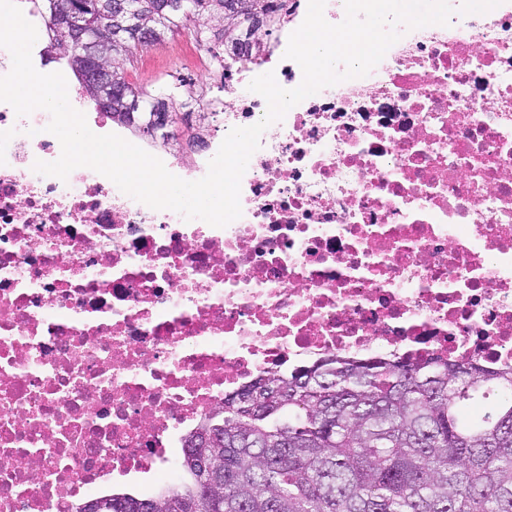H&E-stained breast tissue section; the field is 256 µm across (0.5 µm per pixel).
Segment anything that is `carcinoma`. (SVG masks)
Instances as JSON below:
<instances>
[{
	"mask_svg": "<svg viewBox=\"0 0 512 512\" xmlns=\"http://www.w3.org/2000/svg\"><path fill=\"white\" fill-rule=\"evenodd\" d=\"M75 2L98 29L112 23L102 5ZM133 2L134 20L164 38L189 31L220 72L249 55L256 30L226 15L230 0H181L162 16L158 0ZM253 2L271 35L284 5ZM127 94L133 113L220 104L186 78L129 82ZM181 466L186 479L157 495L114 493L78 512H512V366L336 356L270 371L204 418Z\"/></svg>",
	"mask_w": 512,
	"mask_h": 512,
	"instance_id": "1",
	"label": "carcinoma"
}]
</instances>
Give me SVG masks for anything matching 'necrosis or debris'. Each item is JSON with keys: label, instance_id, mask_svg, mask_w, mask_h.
<instances>
[{"label": "necrosis or debris", "instance_id": "1", "mask_svg": "<svg viewBox=\"0 0 512 512\" xmlns=\"http://www.w3.org/2000/svg\"><path fill=\"white\" fill-rule=\"evenodd\" d=\"M300 66L267 40L248 91ZM0 102V512H76L164 477L226 394L331 356L512 365V0L403 31L367 75L261 137L223 228L155 210ZM180 476L179 471H175L173 478L169 481L160 482L155 485V479L153 475L148 474H133L127 477L122 478L119 482H115L112 479V492L117 490H131V489H139L140 485L142 486H153L155 485V490L160 489L164 485L169 482L177 480Z\"/></svg>", "mask_w": 512, "mask_h": 512}]
</instances>
